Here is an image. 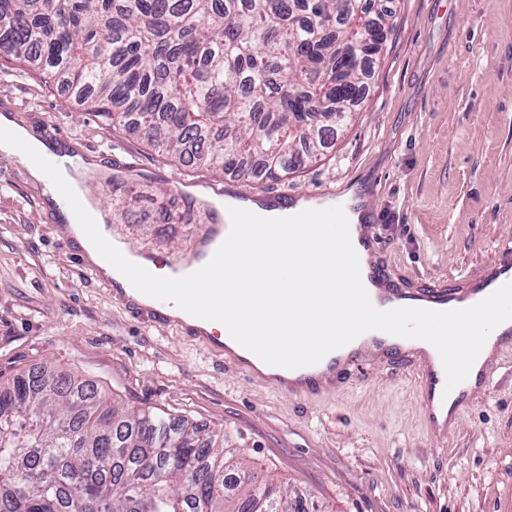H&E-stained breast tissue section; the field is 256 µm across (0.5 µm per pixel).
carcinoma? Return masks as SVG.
<instances>
[{
  "label": "carcinoma",
  "instance_id": "carcinoma-1",
  "mask_svg": "<svg viewBox=\"0 0 512 512\" xmlns=\"http://www.w3.org/2000/svg\"><path fill=\"white\" fill-rule=\"evenodd\" d=\"M377 0H0V52L182 165L278 180L363 93ZM0 512H306L224 434L71 373L0 381Z\"/></svg>",
  "mask_w": 512,
  "mask_h": 512
}]
</instances>
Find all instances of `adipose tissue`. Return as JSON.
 <instances>
[{
  "mask_svg": "<svg viewBox=\"0 0 512 512\" xmlns=\"http://www.w3.org/2000/svg\"><path fill=\"white\" fill-rule=\"evenodd\" d=\"M51 151L13 115L0 114V154L21 159L30 176L60 206L72 240L117 289L143 304H155L152 289L173 287V280L155 263L130 254L120 242L114 245L118 260L103 261L100 244L107 231L100 209L89 202L78 208L71 205L72 199L84 195L81 175L88 164L65 156L50 168L37 164V157ZM250 211L255 223L247 225L244 233L229 234L225 267L209 272L211 287L224 293L226 320L212 318L206 301L181 294L166 309L171 318L206 335H218L231 353L251 362L265 377L287 375L302 354L327 345L332 318L345 317L358 326V335L345 342L349 349L381 330L385 317L372 307L370 289H363L361 300L338 302L361 257L353 225L326 218L316 224H285L278 211L255 204ZM511 326V293L471 307L465 320L453 326L434 312H409L397 323L402 341L425 345L446 341L456 353L458 372L467 380L475 378Z\"/></svg>",
  "mask_w": 512,
  "mask_h": 512,
  "instance_id": "1",
  "label": "adipose tissue"
}]
</instances>
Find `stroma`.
Instances as JSON below:
<instances>
[{
	"label": "stroma",
	"mask_w": 512,
	"mask_h": 512,
	"mask_svg": "<svg viewBox=\"0 0 512 512\" xmlns=\"http://www.w3.org/2000/svg\"><path fill=\"white\" fill-rule=\"evenodd\" d=\"M355 112L322 155L246 191L366 192L381 257L404 285L451 281L512 244V0H391ZM65 153L122 172L91 179L114 239L186 255L204 229L185 195L224 180L190 171L91 111L85 95L0 55V113ZM102 386L128 408L221 431L257 472L322 512H512V364L448 435L430 427L409 368L374 360L298 396L246 373L216 343L130 311L93 273L24 164L0 156V381L42 369Z\"/></svg>",
	"instance_id": "stroma-1"
}]
</instances>
